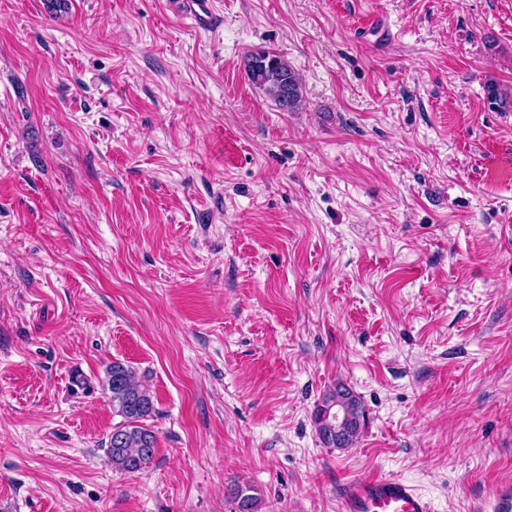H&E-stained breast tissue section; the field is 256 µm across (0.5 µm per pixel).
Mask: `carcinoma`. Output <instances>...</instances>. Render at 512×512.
I'll return each instance as SVG.
<instances>
[{
  "mask_svg": "<svg viewBox=\"0 0 512 512\" xmlns=\"http://www.w3.org/2000/svg\"><path fill=\"white\" fill-rule=\"evenodd\" d=\"M248 75L275 104L286 112L298 111L304 101L303 81L300 74L282 56L274 52H258L248 61ZM489 104L499 109L512 110V96L488 83ZM103 390L109 394L113 412L121 421L112 426L107 436V455L112 466L124 473L143 470L154 458L157 436L146 421L155 413L154 396L149 386L139 380L131 367L112 362L105 369ZM339 406L347 416L348 424L341 438H336L329 411ZM366 409L353 391L343 384L328 391L315 412L318 436L327 447L346 449L352 447L367 425ZM249 486L238 485L232 497L238 512H254L257 498L250 494Z\"/></svg>",
  "mask_w": 512,
  "mask_h": 512,
  "instance_id": "carcinoma-1",
  "label": "carcinoma"
}]
</instances>
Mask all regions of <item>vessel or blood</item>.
I'll list each match as a JSON object with an SVG mask.
<instances>
[{
    "mask_svg": "<svg viewBox=\"0 0 512 512\" xmlns=\"http://www.w3.org/2000/svg\"><path fill=\"white\" fill-rule=\"evenodd\" d=\"M184 13L201 28H212L216 14L212 0H178ZM342 512H432L427 499L407 483L381 476L355 479L342 484Z\"/></svg>",
    "mask_w": 512,
    "mask_h": 512,
    "instance_id": "1",
    "label": "vessel or blood"
}]
</instances>
